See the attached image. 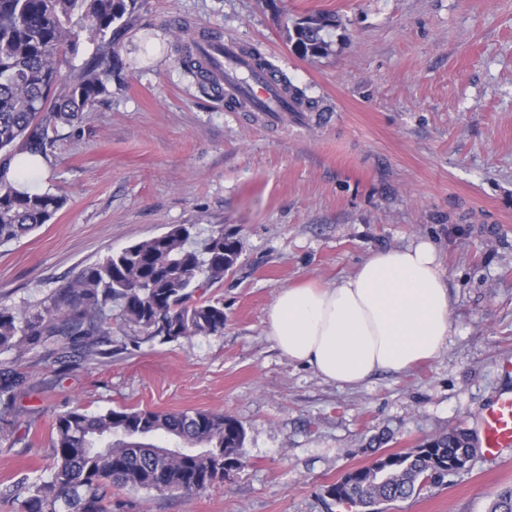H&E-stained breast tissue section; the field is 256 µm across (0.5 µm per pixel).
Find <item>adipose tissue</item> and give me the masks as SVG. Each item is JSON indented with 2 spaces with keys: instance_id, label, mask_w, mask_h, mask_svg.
I'll return each mask as SVG.
<instances>
[{
  "instance_id": "adipose-tissue-1",
  "label": "adipose tissue",
  "mask_w": 512,
  "mask_h": 512,
  "mask_svg": "<svg viewBox=\"0 0 512 512\" xmlns=\"http://www.w3.org/2000/svg\"><path fill=\"white\" fill-rule=\"evenodd\" d=\"M450 292L435 244L378 250L332 286L281 289L266 334L288 360L351 388L434 358L449 335Z\"/></svg>"
}]
</instances>
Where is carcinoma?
Masks as SVG:
<instances>
[{
    "label": "carcinoma",
    "mask_w": 512,
    "mask_h": 512,
    "mask_svg": "<svg viewBox=\"0 0 512 512\" xmlns=\"http://www.w3.org/2000/svg\"><path fill=\"white\" fill-rule=\"evenodd\" d=\"M144 0H0V153L48 157L59 131L112 96L122 81V39ZM336 17L315 14L296 21L288 40L301 57L328 52L324 32ZM94 50L62 75L67 55L83 35ZM67 204L61 195L18 190L0 164V242L21 238L48 223ZM192 225L133 243L82 269L50 305L31 314L0 304V353L41 348L49 354L81 350L94 360L112 355V320L132 331V342L163 344L224 334V302L195 298L224 280L240 256L239 243L220 229L197 241ZM27 384L22 372L0 371V409H12ZM470 433L451 430L419 444L421 451L393 454L381 477L361 470L327 486L337 502L372 509L420 494L426 483L467 470L473 460ZM242 424L205 410L161 412L80 406L53 426V464L25 486L21 512H111L112 487L190 498L224 479V462L243 465ZM162 440L174 450L159 455ZM488 512H512V486Z\"/></svg>",
    "instance_id": "cac0c4a2"
}]
</instances>
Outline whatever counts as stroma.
I'll return each mask as SVG.
<instances>
[{
	"label": "stroma",
	"mask_w": 512,
	"mask_h": 512,
	"mask_svg": "<svg viewBox=\"0 0 512 512\" xmlns=\"http://www.w3.org/2000/svg\"><path fill=\"white\" fill-rule=\"evenodd\" d=\"M335 14L327 54L297 55L288 28ZM217 33L256 47L323 119L265 125L179 63ZM122 83L62 131L34 191L67 196L46 224L0 243V303L37 311L84 267L175 224L221 230L241 253L206 292L224 333L112 355L0 354L26 373L0 414L5 489L52 463L55 419L76 405L205 410L238 420L242 467L191 497L111 489L112 512H348L325 494L379 453L473 426L512 376V0H145L123 41ZM431 240L448 272V344L350 389L288 361L265 333L281 288L332 285L370 253ZM512 457L385 505V512H488Z\"/></svg>",
	"instance_id": "1"
}]
</instances>
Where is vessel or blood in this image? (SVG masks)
Listing matches in <instances>:
<instances>
[{"label": "vessel or blood", "mask_w": 512, "mask_h": 512, "mask_svg": "<svg viewBox=\"0 0 512 512\" xmlns=\"http://www.w3.org/2000/svg\"><path fill=\"white\" fill-rule=\"evenodd\" d=\"M200 58L206 77L223 89L225 99L261 112L268 125H282L289 112L294 111L295 106L275 73L257 69L239 43L223 40L202 46ZM477 445L492 459L501 458L505 450L512 448V391L502 392L486 409Z\"/></svg>", "instance_id": "1"}]
</instances>
